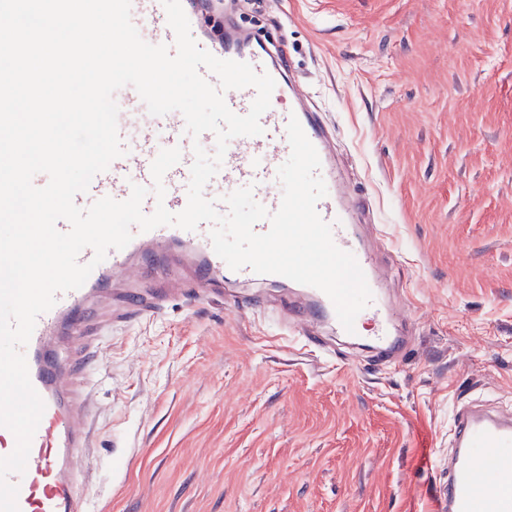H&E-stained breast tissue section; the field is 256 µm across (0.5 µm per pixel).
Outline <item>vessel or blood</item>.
I'll list each match as a JSON object with an SVG mask.
<instances>
[{
    "mask_svg": "<svg viewBox=\"0 0 512 512\" xmlns=\"http://www.w3.org/2000/svg\"><path fill=\"white\" fill-rule=\"evenodd\" d=\"M131 19L144 41L174 47L175 35L161 0H131ZM196 42L217 58L248 63L275 81L270 107L260 118L262 134L230 141L221 169L204 188L205 196L215 200L223 213L227 210L224 196L249 185L255 200L276 212L283 193L277 169L291 152L286 127L290 117H297L319 154V174L327 187L317 212L331 225L335 245L355 256L372 293L371 303L355 319L352 343L382 356L406 354L408 318L382 292L372 241L363 232L364 206L341 177L336 150L320 115L305 106L299 84L265 44H247L240 38L223 42L206 34L197 35ZM255 97L252 87L224 94L227 106L238 115L249 112ZM114 99L126 154L93 178L88 191L76 196V205L85 209L105 196L123 201L129 198L132 184L152 186L153 160L161 149L176 146L182 156L163 178L164 199L147 195L142 211L152 214L161 203L169 212H181L187 204L193 147L215 145L214 133H203L196 141L184 138L183 115L177 111L151 115L133 87L120 88ZM210 230L204 222L192 231L175 226L148 232L133 229L125 248L109 250L82 287L58 294L56 304L38 317L23 353L45 410L25 473L8 476L19 488V512H94L89 479L92 406L78 391L76 379L88 370L89 349L102 335L104 324L120 328L136 319H155L177 299H220L228 285L236 282L282 283L279 275H260L247 267L231 270L214 252ZM237 307L265 312L305 347L318 346L317 330L323 323L337 335L346 334L330 298L308 285L295 284L287 300L275 307L260 294L238 302ZM446 476L437 491L438 512H512V411L479 403L456 406Z\"/></svg>",
    "mask_w": 512,
    "mask_h": 512,
    "instance_id": "obj_1",
    "label": "vessel or blood"
}]
</instances>
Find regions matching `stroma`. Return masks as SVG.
<instances>
[{"label":"stroma","instance_id":"stroma-1","mask_svg":"<svg viewBox=\"0 0 512 512\" xmlns=\"http://www.w3.org/2000/svg\"><path fill=\"white\" fill-rule=\"evenodd\" d=\"M224 10L322 114L415 345L310 353L219 299L113 331L84 384L100 512H432L452 406H512V0Z\"/></svg>","mask_w":512,"mask_h":512}]
</instances>
